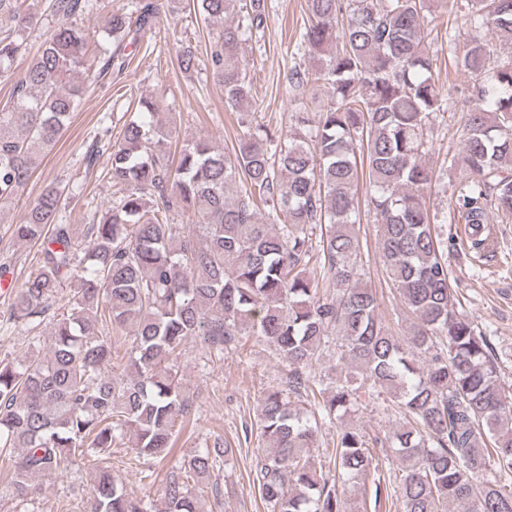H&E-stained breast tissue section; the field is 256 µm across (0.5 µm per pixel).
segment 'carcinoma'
I'll return each instance as SVG.
<instances>
[{"label": "carcinoma", "instance_id": "cac0c4a2", "mask_svg": "<svg viewBox=\"0 0 512 512\" xmlns=\"http://www.w3.org/2000/svg\"><path fill=\"white\" fill-rule=\"evenodd\" d=\"M193 11L221 22L209 33L207 63L224 106L247 111L253 95L240 47L264 32L265 0H196ZM429 11L430 0H307L300 38L316 65L293 67L287 83L293 97L316 104L313 116L280 134L245 125L227 152L199 139L171 166L172 131L153 122L160 100L139 101L109 153L112 209L90 226L84 247L56 222L69 185L44 187L14 225L15 239L38 244L39 262L14 293L11 317L40 324L61 283L73 288L67 311L53 316L46 352L0 361V460L9 461L13 494L26 498L35 479L123 440L139 457L165 458L175 421L189 414L176 366L185 345L198 339L221 353L254 335L288 362V392L310 393L322 418L347 413L374 389L400 412L383 439L402 474L385 486L382 459L354 427L337 433L334 470L317 469L308 455L317 418L288 392L268 391L256 421L264 446L251 469L268 512H353L354 491L364 510L368 495L377 504L386 493L396 512H512V389L500 382L485 335L455 309L448 247L456 243L434 233L444 218L424 196L433 184L428 131L443 108ZM94 13L105 14L102 31L78 26ZM44 15L53 27L29 58L17 33ZM159 17L156 0L123 8L112 0H0V79L14 81L0 109V203L26 184L77 111L85 89L70 75L90 44L107 43L91 62L99 73L121 72L128 45ZM465 24L512 43V0H467ZM176 54L181 68L195 67L191 46ZM456 66L474 83L464 98L462 153L450 160L466 174L449 208L483 249L490 212L512 217V59L499 61L493 43L474 36ZM362 182L386 273L414 319L405 336L382 323L377 294L362 282ZM176 214L187 223L170 222ZM312 262L327 270L334 292L319 291ZM331 335L340 352L336 377L324 385L310 374ZM119 336L132 343L124 373L114 375ZM229 453L217 445L195 451L148 508L106 467L86 512H208L195 488ZM491 470L493 480L485 478Z\"/></svg>", "mask_w": 512, "mask_h": 512}]
</instances>
